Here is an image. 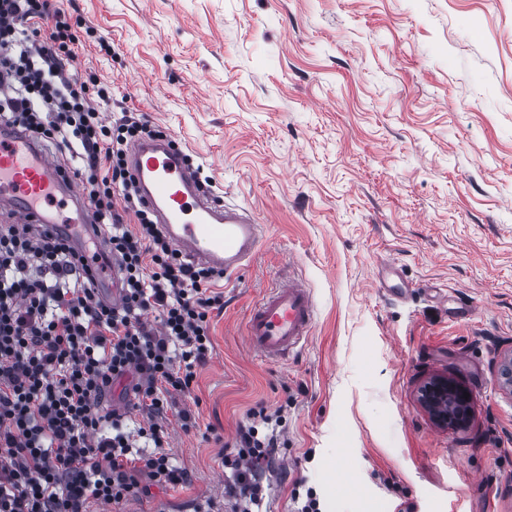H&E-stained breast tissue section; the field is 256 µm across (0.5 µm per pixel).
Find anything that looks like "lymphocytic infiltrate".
Segmentation results:
<instances>
[{
	"instance_id": "1",
	"label": "lymphocytic infiltrate",
	"mask_w": 512,
	"mask_h": 512,
	"mask_svg": "<svg viewBox=\"0 0 512 512\" xmlns=\"http://www.w3.org/2000/svg\"><path fill=\"white\" fill-rule=\"evenodd\" d=\"M76 39L50 0H0V121L67 151L98 235L119 257L120 305L99 298L88 259L33 224L0 226V512H89L150 484L189 482L165 449L170 402L190 397L213 347L210 314L224 307L221 274L173 249L140 205L125 149L151 135L102 117L86 80L70 73ZM131 387L146 420L102 415L113 381ZM265 412L237 431L228 490L243 512L261 507V472L278 446Z\"/></svg>"
}]
</instances>
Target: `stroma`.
Here are the masks:
<instances>
[{"mask_svg": "<svg viewBox=\"0 0 512 512\" xmlns=\"http://www.w3.org/2000/svg\"><path fill=\"white\" fill-rule=\"evenodd\" d=\"M70 70L171 137L222 203L266 227L220 280L212 352L162 424L186 484L90 512H239L237 428L284 408L262 512H512V0H59ZM102 35L110 51L96 47ZM398 276L382 278L384 261ZM311 289L302 349L249 351L250 308ZM445 376L473 395L438 426ZM188 409L198 427L183 431ZM469 393V399L464 398ZM472 397L469 391L448 382L447 378H435L427 383L420 394V401L431 418L443 427H455L468 411Z\"/></svg>", "mask_w": 512, "mask_h": 512, "instance_id": "stroma-1", "label": "stroma"}]
</instances>
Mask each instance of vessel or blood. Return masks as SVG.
Returning a JSON list of instances; mask_svg holds the SVG:
<instances>
[{"mask_svg": "<svg viewBox=\"0 0 512 512\" xmlns=\"http://www.w3.org/2000/svg\"><path fill=\"white\" fill-rule=\"evenodd\" d=\"M126 159L140 196L172 246L193 264L236 277L257 252L263 225L247 209L216 203L201 190L195 168L170 139H139ZM0 206L16 222L64 230L81 252L96 237L83 191L41 143L9 127L0 128ZM90 266L100 298L119 303L118 258L101 248ZM314 318L311 290L291 278L250 311L245 341L254 353L281 361L299 351Z\"/></svg>", "mask_w": 512, "mask_h": 512, "instance_id": "b4317fda", "label": "vessel or blood"}]
</instances>
